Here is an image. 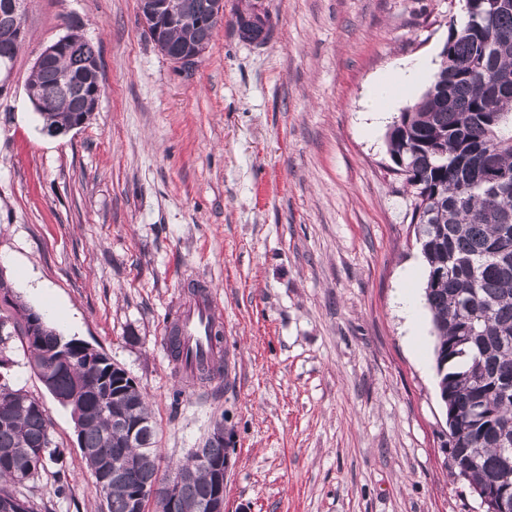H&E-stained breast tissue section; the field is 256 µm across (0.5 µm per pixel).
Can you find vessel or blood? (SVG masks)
Here are the masks:
<instances>
[{
	"instance_id": "b4317fda",
	"label": "vessel or blood",
	"mask_w": 512,
	"mask_h": 512,
	"mask_svg": "<svg viewBox=\"0 0 512 512\" xmlns=\"http://www.w3.org/2000/svg\"><path fill=\"white\" fill-rule=\"evenodd\" d=\"M215 298L209 282H202L196 296L182 304L170 323L163 328L164 336L178 335L181 359L180 366L185 374H192L199 366L207 364L217 349L210 342L211 329L217 325Z\"/></svg>"
}]
</instances>
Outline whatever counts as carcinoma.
Listing matches in <instances>:
<instances>
[{
  "mask_svg": "<svg viewBox=\"0 0 512 512\" xmlns=\"http://www.w3.org/2000/svg\"><path fill=\"white\" fill-rule=\"evenodd\" d=\"M180 20L165 31L169 48L190 46L203 53L217 22H207L216 0H176ZM493 29L449 25L438 69L427 90L400 113L388 134L391 155H403L405 185L414 198L415 237L428 265L426 305L436 337L437 387L446 410L451 452L449 476L468 487L512 485V0H502ZM70 51L32 68L26 89L43 129L63 134L87 120L98 98L91 88L99 71L93 44L66 35ZM21 44L0 23V64L14 61ZM67 71L71 82L61 79ZM448 149L440 160L436 149ZM17 339L33 370L55 367V387L77 394L69 405L79 447L94 477L109 460L131 459L125 477L96 487L101 512H133L130 500L167 475L160 473L158 427L137 384L112 387V374L89 364L73 340L18 307L0 306V512H42L34 488L63 451L47 439L44 403L12 381L7 351ZM146 422L133 448L123 447L117 411ZM205 461L190 457L174 466L189 472L159 512H206L214 469L227 449L204 442Z\"/></svg>",
  "mask_w": 512,
  "mask_h": 512,
  "instance_id": "1",
  "label": "carcinoma"
}]
</instances>
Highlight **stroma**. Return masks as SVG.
Returning <instances> with one entry per match:
<instances>
[{
  "label": "stroma",
  "mask_w": 512,
  "mask_h": 512,
  "mask_svg": "<svg viewBox=\"0 0 512 512\" xmlns=\"http://www.w3.org/2000/svg\"><path fill=\"white\" fill-rule=\"evenodd\" d=\"M262 3V45L236 18ZM462 0H224L199 63L174 64L138 0H30L0 89V276L60 334L103 349L147 396L164 465L233 433L228 512H481L441 452L445 409L423 304L427 265L411 198L392 175L396 93L372 124L368 93L401 65L436 68ZM79 32L99 50L95 112L48 135L26 94L40 52ZM216 284L224 371L190 385L163 322L185 278ZM419 298V334L400 296ZM13 382L46 406L65 453L46 512H99L69 408L19 343Z\"/></svg>",
  "instance_id": "stroma-1"
}]
</instances>
